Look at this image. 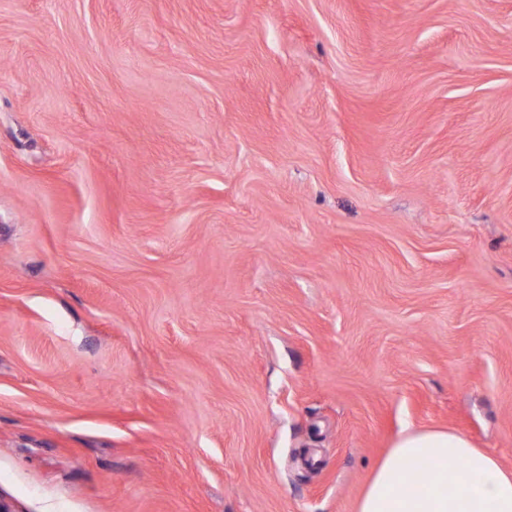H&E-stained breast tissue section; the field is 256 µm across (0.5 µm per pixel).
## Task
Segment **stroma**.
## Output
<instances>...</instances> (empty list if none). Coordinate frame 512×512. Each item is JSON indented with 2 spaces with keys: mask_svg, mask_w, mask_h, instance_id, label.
I'll return each mask as SVG.
<instances>
[{
  "mask_svg": "<svg viewBox=\"0 0 512 512\" xmlns=\"http://www.w3.org/2000/svg\"><path fill=\"white\" fill-rule=\"evenodd\" d=\"M512 468V0H0V499L356 512ZM421 460L430 470L419 482ZM356 512H512V469L462 432L408 430L374 469Z\"/></svg>",
  "mask_w": 512,
  "mask_h": 512,
  "instance_id": "1",
  "label": "stroma"
}]
</instances>
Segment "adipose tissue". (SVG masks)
<instances>
[{
  "mask_svg": "<svg viewBox=\"0 0 512 512\" xmlns=\"http://www.w3.org/2000/svg\"><path fill=\"white\" fill-rule=\"evenodd\" d=\"M422 460L430 470L420 481ZM356 512H512V469L462 432L409 430L374 469Z\"/></svg>",
  "mask_w": 512,
  "mask_h": 512,
  "instance_id": "obj_1",
  "label": "adipose tissue"
}]
</instances>
